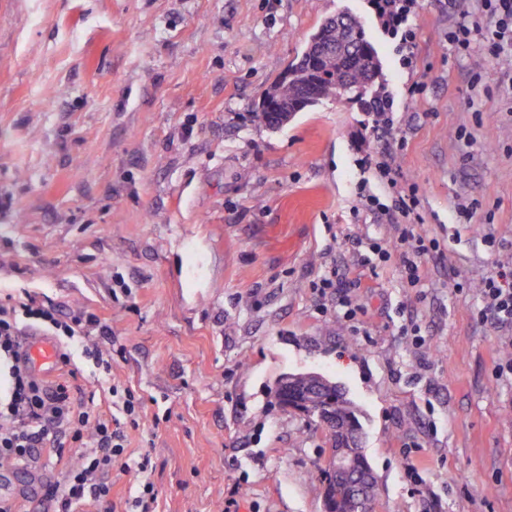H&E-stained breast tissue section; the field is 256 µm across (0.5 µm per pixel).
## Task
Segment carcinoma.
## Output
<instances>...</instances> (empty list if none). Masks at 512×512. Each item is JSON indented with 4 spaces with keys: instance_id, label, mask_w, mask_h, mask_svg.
<instances>
[{
    "instance_id": "carcinoma-1",
    "label": "carcinoma",
    "mask_w": 512,
    "mask_h": 512,
    "mask_svg": "<svg viewBox=\"0 0 512 512\" xmlns=\"http://www.w3.org/2000/svg\"><path fill=\"white\" fill-rule=\"evenodd\" d=\"M355 48L349 61L332 63L316 74L310 67L313 48L320 44L342 43L345 38ZM383 68L374 44L367 38L363 25L352 15L338 12L327 17L310 36L304 50L292 62L286 76L274 81L264 94V101L250 113V121L260 127L276 129L296 113L323 100L352 99L377 112L385 100ZM291 385L304 395L306 415L332 412L336 426L329 432L331 449L336 438L348 447L343 449L354 464L360 489L353 493L352 478L333 475L336 456H329L319 467L324 484V505L330 512H371L378 495V483L363 451L359 448L361 425L357 408L337 384L315 373L288 375Z\"/></svg>"
}]
</instances>
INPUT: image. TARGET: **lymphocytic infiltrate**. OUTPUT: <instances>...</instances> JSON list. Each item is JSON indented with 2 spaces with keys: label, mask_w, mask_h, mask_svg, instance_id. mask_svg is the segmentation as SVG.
Returning a JSON list of instances; mask_svg holds the SVG:
<instances>
[{
  "label": "lymphocytic infiltrate",
  "mask_w": 512,
  "mask_h": 512,
  "mask_svg": "<svg viewBox=\"0 0 512 512\" xmlns=\"http://www.w3.org/2000/svg\"><path fill=\"white\" fill-rule=\"evenodd\" d=\"M471 19L448 33L449 43L460 53L483 43L488 53L500 56L512 46V0H477ZM395 154L364 163L379 172L392 190L390 205L367 194L362 206L383 210L393 221L395 236L385 242L368 239L363 265L397 259L406 287H420L422 259L438 250L437 239L421 229L418 189L399 183ZM481 322L493 328L512 327V268H503L480 284ZM39 333L54 337L59 345V376L46 380L29 368L21 336ZM112 329L99 314L83 310L67 312L44 304L37 296L0 300V461L25 465L48 457L63 473L60 483L47 487L45 496L55 502L56 512H112V476L128 472V429L138 428L145 405L133 391L112 380V353L93 342V335L108 336ZM88 371L94 381L107 382L111 410L104 411L74 394L78 370Z\"/></svg>",
  "instance_id": "lymphocytic-infiltrate-1"
}]
</instances>
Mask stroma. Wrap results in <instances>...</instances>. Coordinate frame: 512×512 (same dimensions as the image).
<instances>
[{
    "label": "stroma",
    "mask_w": 512,
    "mask_h": 512,
    "mask_svg": "<svg viewBox=\"0 0 512 512\" xmlns=\"http://www.w3.org/2000/svg\"><path fill=\"white\" fill-rule=\"evenodd\" d=\"M374 2L0 0V289L101 314L123 347L113 373L147 411L127 454L151 466L114 476V512L145 478L159 512H221L234 489L239 512H324L326 431L271 394L306 371L360 410L373 512H512V378L493 373L512 329L477 319L480 283L512 265V57L449 43L473 0H417L409 46ZM339 11L378 50L390 132L332 100L251 124ZM393 147L440 242L417 290L397 262L357 266L356 240L394 236L358 207L389 199L361 160ZM334 270L362 279L356 321L315 287ZM410 323L429 349L401 336Z\"/></svg>",
    "instance_id": "stroma-1"
}]
</instances>
